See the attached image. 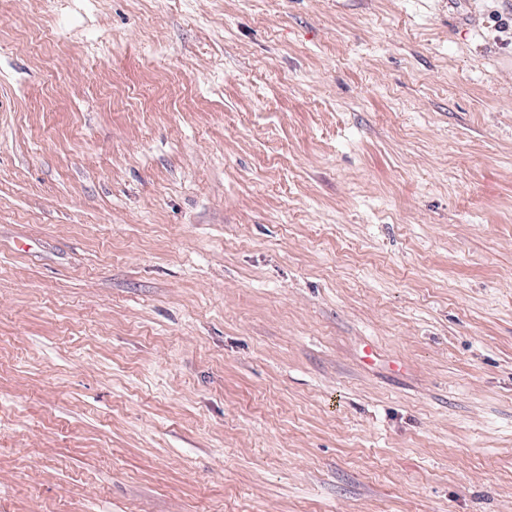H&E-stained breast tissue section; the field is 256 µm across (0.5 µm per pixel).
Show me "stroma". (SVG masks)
<instances>
[{
	"instance_id": "35a3bbf8",
	"label": "stroma",
	"mask_w": 512,
	"mask_h": 512,
	"mask_svg": "<svg viewBox=\"0 0 512 512\" xmlns=\"http://www.w3.org/2000/svg\"><path fill=\"white\" fill-rule=\"evenodd\" d=\"M0 512H512V0H0Z\"/></svg>"
}]
</instances>
